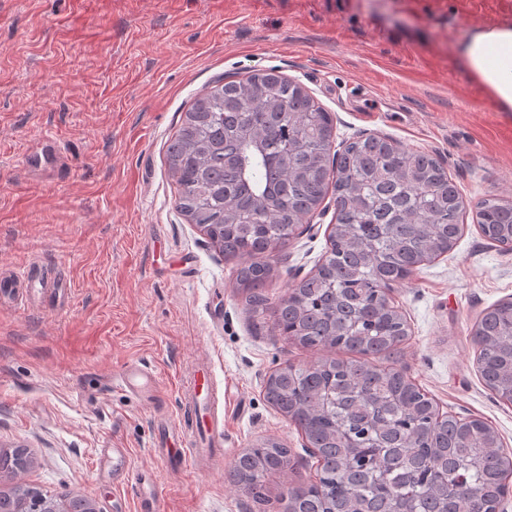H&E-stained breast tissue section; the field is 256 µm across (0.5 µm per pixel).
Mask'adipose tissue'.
Returning <instances> with one entry per match:
<instances>
[{"label": "adipose tissue", "mask_w": 512, "mask_h": 512, "mask_svg": "<svg viewBox=\"0 0 512 512\" xmlns=\"http://www.w3.org/2000/svg\"><path fill=\"white\" fill-rule=\"evenodd\" d=\"M468 73L496 99L502 111L512 112V26L471 29L458 47Z\"/></svg>", "instance_id": "adipose-tissue-1"}]
</instances>
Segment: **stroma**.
<instances>
[{"label":"stroma","instance_id":"1","mask_svg":"<svg viewBox=\"0 0 512 512\" xmlns=\"http://www.w3.org/2000/svg\"><path fill=\"white\" fill-rule=\"evenodd\" d=\"M512 24V0H0V273L43 288L0 303V452L28 449L22 481L99 512H282L314 482L315 449L265 397L268 376L321 359L257 315L225 259L177 209L166 150L194 99L224 77L278 71L336 122L333 150L364 133L437 157L466 207L452 250L393 285L409 325L400 363L441 411L487 421L512 456V404L478 371L471 330L512 297V252L485 239L475 205L512 200V112L457 59L469 27ZM335 222L275 252L277 303L314 273ZM137 365L155 403L114 387ZM208 368L224 394V454L185 469L154 451L158 427L195 429L184 398ZM273 438L290 463L258 504L228 474Z\"/></svg>","mask_w":512,"mask_h":512}]
</instances>
